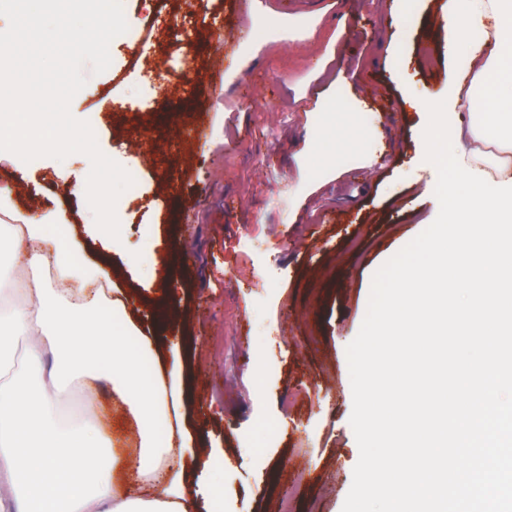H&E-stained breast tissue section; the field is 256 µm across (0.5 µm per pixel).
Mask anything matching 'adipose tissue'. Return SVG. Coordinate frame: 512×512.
I'll return each instance as SVG.
<instances>
[{
	"mask_svg": "<svg viewBox=\"0 0 512 512\" xmlns=\"http://www.w3.org/2000/svg\"><path fill=\"white\" fill-rule=\"evenodd\" d=\"M451 28L449 54H463L468 70L455 76L448 97L433 102L436 133L427 156L442 154L449 142L468 141L467 165L512 181V0H444ZM508 78L496 93L479 95L481 80L496 68ZM469 123H461L460 111ZM66 217L58 211L23 214L13 189L0 186V253L13 276L0 277V296L20 298V306L0 309V370L9 363L14 339L28 341L26 365L36 373V389L17 380L0 381V475L8 512H189L191 491L184 469L171 458L190 447L188 428H174L171 410L184 391L179 357L161 355L153 337L141 335L127 317L128 297L112 291V308L102 307L109 268L73 260L77 241L66 249L51 243ZM52 369H45L46 356ZM151 361L154 381L141 373ZM78 378L87 395L112 383V405L135 426L131 455L149 497L128 495L124 481L99 455L102 434L92 427H67L53 416L56 392Z\"/></svg>",
	"mask_w": 512,
	"mask_h": 512,
	"instance_id": "obj_1",
	"label": "adipose tissue"
}]
</instances>
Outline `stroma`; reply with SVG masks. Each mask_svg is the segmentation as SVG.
<instances>
[{
	"mask_svg": "<svg viewBox=\"0 0 512 512\" xmlns=\"http://www.w3.org/2000/svg\"><path fill=\"white\" fill-rule=\"evenodd\" d=\"M442 0H122L137 44L111 42V64L71 102L97 111L101 151L135 174L116 205L123 248L105 253L85 196L90 162L0 164L19 211L64 212L81 259L108 260L153 334L151 306L172 309L189 393L173 416L193 447L191 512H341L359 449L346 355L374 273L437 217L424 159L422 99L448 95L465 56L448 54ZM204 116H197L196 106ZM355 115L361 147L324 152L336 113ZM203 119L200 139L182 138ZM237 210L225 214L224 197ZM155 242L167 277H140L132 254ZM111 382L66 422L121 441ZM231 467H222L220 457Z\"/></svg>",
	"mask_w": 512,
	"mask_h": 512,
	"instance_id": "35a3bbf8",
	"label": "stroma"
}]
</instances>
